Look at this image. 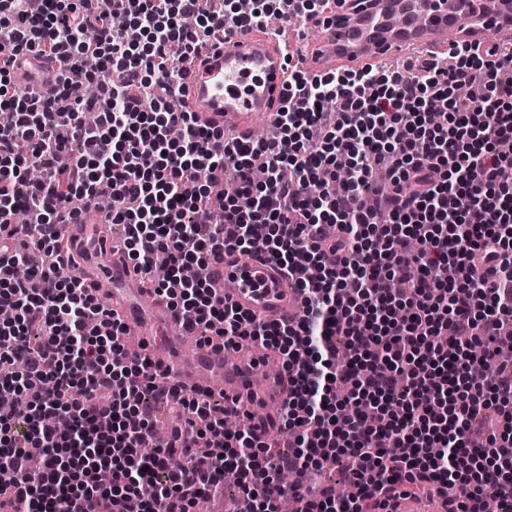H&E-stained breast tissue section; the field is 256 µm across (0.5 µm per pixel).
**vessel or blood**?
<instances>
[{
    "label": "vessel or blood",
    "mask_w": 512,
    "mask_h": 512,
    "mask_svg": "<svg viewBox=\"0 0 512 512\" xmlns=\"http://www.w3.org/2000/svg\"><path fill=\"white\" fill-rule=\"evenodd\" d=\"M314 27L317 37L308 50L277 22L262 32L244 29L227 39L213 37L186 75L188 108L205 124L243 134L252 115L275 123L289 62L303 61L318 73L344 66L359 70L396 56L434 62L447 53L449 32L481 44L492 34L512 31V0H342L316 17ZM9 58L14 84L38 97L55 93L56 59L34 52H13ZM104 223L101 213L92 220L78 217L60 225L59 232L77 239L97 296L121 319L127 335L138 337L147 352L169 366L178 384L221 387L226 401L242 411L277 407L286 375L269 379L251 397L245 388L247 364H228L216 343H197L192 356L183 357L184 318L165 301L149 299L130 263L110 253ZM208 274L213 287L224 290L226 302L264 322L287 320L289 306L301 302L283 269L263 257L245 262L227 252L211 262Z\"/></svg>",
    "instance_id": "b4317fda"
}]
</instances>
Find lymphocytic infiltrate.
Listing matches in <instances>:
<instances>
[{"mask_svg": "<svg viewBox=\"0 0 512 512\" xmlns=\"http://www.w3.org/2000/svg\"><path fill=\"white\" fill-rule=\"evenodd\" d=\"M331 0H0V53L64 59L53 97L10 90L0 61V503L10 512H204L238 475L239 512H387L444 496L512 512V45L455 40L448 69L408 78L293 71L273 135L226 137L178 100L214 32L311 21ZM96 85L90 98L70 86ZM41 176L30 179L28 168ZM123 225L117 250L200 336L272 351L289 376L268 453L212 391L128 352L123 325L56 230L74 200ZM286 270L302 309L281 323L217 300L224 250ZM168 256L163 278L152 258ZM408 283L400 293L393 281ZM487 366L484 379L474 364ZM182 424L156 445L153 411ZM346 458L354 487L310 485ZM292 474L291 483L279 481Z\"/></svg>", "mask_w": 512, "mask_h": 512, "instance_id": "obj_1", "label": "lymphocytic infiltrate"}]
</instances>
